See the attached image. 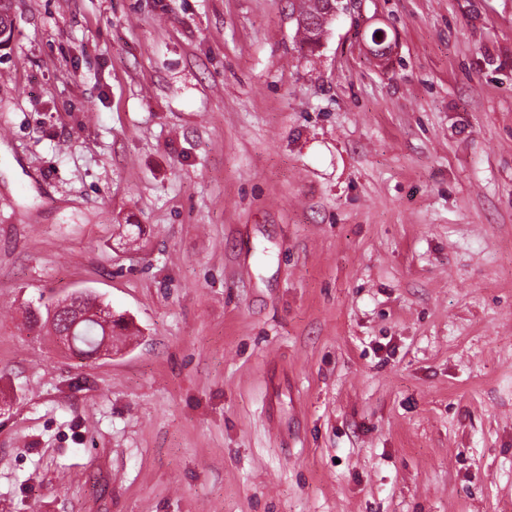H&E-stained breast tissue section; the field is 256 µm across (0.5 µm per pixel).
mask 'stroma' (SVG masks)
Wrapping results in <instances>:
<instances>
[{"label":"stroma","instance_id":"obj_1","mask_svg":"<svg viewBox=\"0 0 512 512\" xmlns=\"http://www.w3.org/2000/svg\"><path fill=\"white\" fill-rule=\"evenodd\" d=\"M8 7L0 512H512V0ZM323 0H309L307 6L302 7L299 4V15L309 21L308 26L301 27L298 25V31L302 34V40L309 45L311 50L317 48L320 35V18L324 16ZM94 309L97 311L93 312ZM80 313L79 322L75 319L59 318L56 326L61 325L65 330L74 327L72 335L75 336V346L85 359H91L103 341H109L112 347V336L116 335V330H128L130 326V323L121 315L115 318V315L107 312L103 318L100 305L92 297L83 300L80 304Z\"/></svg>","mask_w":512,"mask_h":512}]
</instances>
